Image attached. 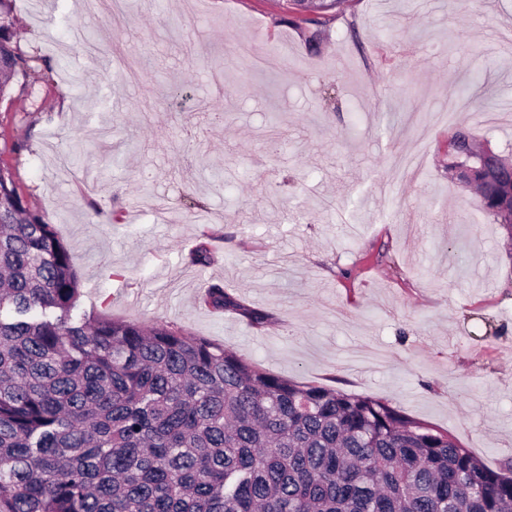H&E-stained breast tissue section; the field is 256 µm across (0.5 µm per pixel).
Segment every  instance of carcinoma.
Returning a JSON list of instances; mask_svg holds the SVG:
<instances>
[{"mask_svg": "<svg viewBox=\"0 0 512 512\" xmlns=\"http://www.w3.org/2000/svg\"><path fill=\"white\" fill-rule=\"evenodd\" d=\"M0 0V94L39 58ZM481 144L448 171L503 219ZM212 259L207 241L191 262ZM54 225L0 164V512H512V462L475 454L388 402L269 373L181 328L80 310ZM203 304L262 326L220 284Z\"/></svg>", "mask_w": 512, "mask_h": 512, "instance_id": "1", "label": "carcinoma"}]
</instances>
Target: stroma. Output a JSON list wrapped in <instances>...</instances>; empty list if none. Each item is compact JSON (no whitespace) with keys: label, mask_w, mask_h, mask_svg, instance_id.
Here are the masks:
<instances>
[{"label":"stroma","mask_w":512,"mask_h":512,"mask_svg":"<svg viewBox=\"0 0 512 512\" xmlns=\"http://www.w3.org/2000/svg\"><path fill=\"white\" fill-rule=\"evenodd\" d=\"M81 3L11 0L55 70L0 100V163L68 244L83 308L512 461V246L447 154L461 129L512 154V0H342L315 47L291 0ZM216 283L268 323L206 310Z\"/></svg>","instance_id":"obj_1"}]
</instances>
